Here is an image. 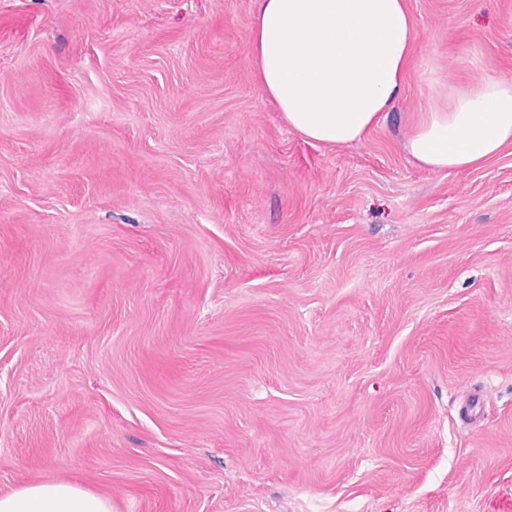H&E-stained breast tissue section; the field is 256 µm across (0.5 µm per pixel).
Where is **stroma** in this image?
I'll use <instances>...</instances> for the list:
<instances>
[{
    "mask_svg": "<svg viewBox=\"0 0 512 512\" xmlns=\"http://www.w3.org/2000/svg\"><path fill=\"white\" fill-rule=\"evenodd\" d=\"M385 121L306 140L255 0H0V495L112 512H512V143L408 153L512 81V0H405ZM512 142V81L485 80L455 95L448 111L430 112L406 148L421 165L465 169ZM0 512H111L108 502L66 482L37 484L0 495Z\"/></svg>",
    "mask_w": 512,
    "mask_h": 512,
    "instance_id": "stroma-1",
    "label": "stroma"
}]
</instances>
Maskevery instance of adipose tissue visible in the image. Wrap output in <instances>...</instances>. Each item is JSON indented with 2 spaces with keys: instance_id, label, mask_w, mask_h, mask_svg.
<instances>
[{
  "instance_id": "obj_1",
  "label": "adipose tissue",
  "mask_w": 512,
  "mask_h": 512,
  "mask_svg": "<svg viewBox=\"0 0 512 512\" xmlns=\"http://www.w3.org/2000/svg\"><path fill=\"white\" fill-rule=\"evenodd\" d=\"M415 39L405 0H256L255 77L289 126L343 145L390 112ZM512 142V81L485 80L430 113L406 148L421 165L465 169ZM0 512H111L66 482L0 495Z\"/></svg>"
}]
</instances>
